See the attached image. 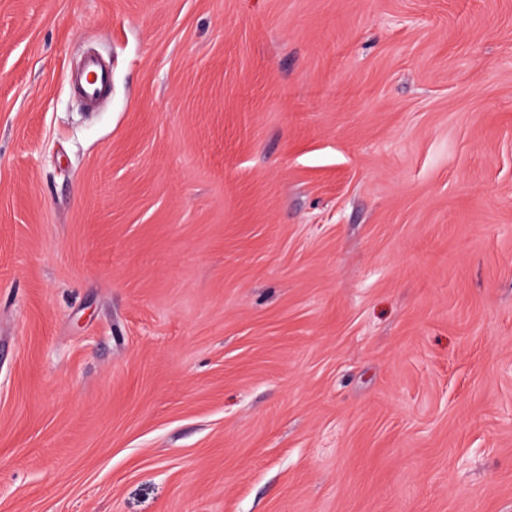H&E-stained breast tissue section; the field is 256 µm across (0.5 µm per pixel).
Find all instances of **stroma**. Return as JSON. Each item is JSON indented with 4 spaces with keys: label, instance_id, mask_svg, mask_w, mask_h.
<instances>
[{
    "label": "stroma",
    "instance_id": "obj_1",
    "mask_svg": "<svg viewBox=\"0 0 512 512\" xmlns=\"http://www.w3.org/2000/svg\"><path fill=\"white\" fill-rule=\"evenodd\" d=\"M0 512H512V0H0ZM111 74L97 58L86 59L82 68L72 75L77 92L89 103L102 98L110 88Z\"/></svg>",
    "mask_w": 512,
    "mask_h": 512
}]
</instances>
